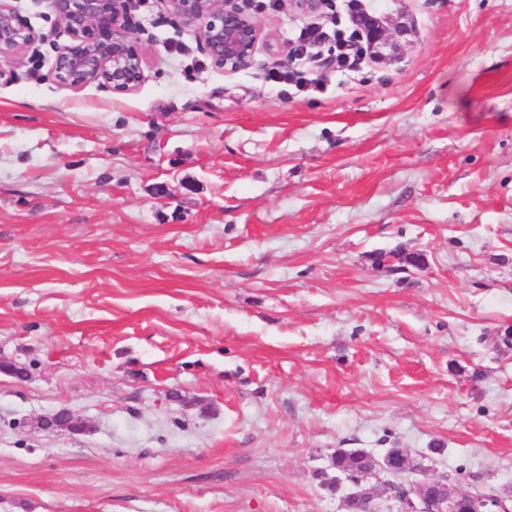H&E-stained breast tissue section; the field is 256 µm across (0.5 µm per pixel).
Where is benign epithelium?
I'll list each match as a JSON object with an SVG mask.
<instances>
[{
  "mask_svg": "<svg viewBox=\"0 0 512 512\" xmlns=\"http://www.w3.org/2000/svg\"><path fill=\"white\" fill-rule=\"evenodd\" d=\"M133 0H49L54 14L70 33V45L58 51L54 74L68 86L99 82L116 91H130L142 80V56L128 35L132 27ZM183 27L196 33L214 66L237 70L253 59L262 29L258 19L239 0H167ZM288 11L316 15L327 0H283ZM366 50L375 58L397 49L394 36L408 32L405 23L389 15H376L358 2L352 17ZM34 36L12 8L0 0V58L9 57L29 44ZM38 427L79 430L81 423L68 409L50 419H39ZM406 512H512L508 499L490 491L478 498L448 482L445 477L413 480L406 485L383 480Z\"/></svg>",
  "mask_w": 512,
  "mask_h": 512,
  "instance_id": "1",
  "label": "benign epithelium"
}]
</instances>
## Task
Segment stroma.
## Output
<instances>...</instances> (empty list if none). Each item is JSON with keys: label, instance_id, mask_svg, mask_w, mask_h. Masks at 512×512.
Listing matches in <instances>:
<instances>
[{"label": "stroma", "instance_id": "stroma-1", "mask_svg": "<svg viewBox=\"0 0 512 512\" xmlns=\"http://www.w3.org/2000/svg\"><path fill=\"white\" fill-rule=\"evenodd\" d=\"M363 2L410 28L388 59L297 58L348 2H275L282 57L230 72L135 0L116 92L58 83L48 0H10L37 39L0 61V512H401L341 448L512 493V0ZM63 407L84 430L34 427ZM332 465L339 471L346 473L349 477L358 475L363 467V457L359 450L339 449L332 460Z\"/></svg>", "mask_w": 512, "mask_h": 512}]
</instances>
